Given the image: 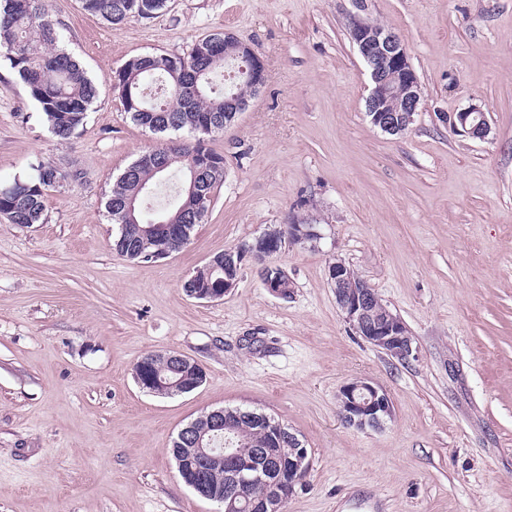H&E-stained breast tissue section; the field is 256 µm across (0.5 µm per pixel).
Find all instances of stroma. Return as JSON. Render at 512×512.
<instances>
[{
    "label": "stroma",
    "instance_id": "35a3bbf8",
    "mask_svg": "<svg viewBox=\"0 0 512 512\" xmlns=\"http://www.w3.org/2000/svg\"><path fill=\"white\" fill-rule=\"evenodd\" d=\"M48 4L95 77L226 31L263 58L267 82L208 143L224 179L188 245L137 262L113 250L105 202L159 136L105 85L59 139L0 58V183L48 162L69 175L44 223L0 217V512H220L169 452L220 407L271 415L305 444L311 468L286 512H512V0H168L118 26L79 0ZM356 17L407 47L421 105L404 135L365 115ZM472 105L486 139L450 127ZM293 222L320 237L275 256L287 296L249 261L222 300L184 292L215 253ZM338 258L406 323L415 359L345 322L328 279ZM169 352L204 383L142 390L136 363ZM357 378L389 395L384 428L343 423L337 394ZM155 358L164 359L167 361L169 368L174 371H181V373H185L187 370L194 371L193 378L188 381L183 387V391H189L200 386L204 380L206 379V374L203 368L194 360L180 354L177 352H172L168 354H160V355H149L147 360ZM189 392H181L179 389H173L171 391H167V393L159 395L162 397H171L175 395L185 394Z\"/></svg>",
    "mask_w": 512,
    "mask_h": 512
}]
</instances>
